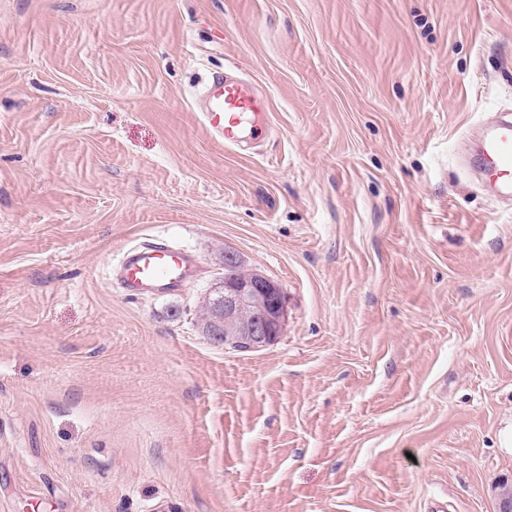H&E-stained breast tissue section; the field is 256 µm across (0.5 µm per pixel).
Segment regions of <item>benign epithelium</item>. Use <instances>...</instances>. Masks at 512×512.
<instances>
[{
  "label": "benign epithelium",
  "instance_id": "obj_1",
  "mask_svg": "<svg viewBox=\"0 0 512 512\" xmlns=\"http://www.w3.org/2000/svg\"><path fill=\"white\" fill-rule=\"evenodd\" d=\"M224 266L237 273L220 277L216 283L219 293L217 304L219 321L226 342L241 338L249 349H259L273 343L284 327V299L281 286L274 280L245 267L240 257L224 252ZM253 306L251 321L241 323L240 310Z\"/></svg>",
  "mask_w": 512,
  "mask_h": 512
}]
</instances>
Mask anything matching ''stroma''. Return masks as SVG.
<instances>
[{"instance_id": "35a3bbf8", "label": "stroma", "mask_w": 512, "mask_h": 512, "mask_svg": "<svg viewBox=\"0 0 512 512\" xmlns=\"http://www.w3.org/2000/svg\"><path fill=\"white\" fill-rule=\"evenodd\" d=\"M271 136L212 141V75ZM512 110V0H0V512H497L512 204L459 162ZM156 235L174 292L108 279ZM282 336L212 344L225 251Z\"/></svg>"}]
</instances>
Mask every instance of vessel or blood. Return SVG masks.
<instances>
[{"label": "vessel or blood", "instance_id": "vessel-or-blood-1", "mask_svg": "<svg viewBox=\"0 0 512 512\" xmlns=\"http://www.w3.org/2000/svg\"><path fill=\"white\" fill-rule=\"evenodd\" d=\"M205 90L202 123L216 140L233 146L244 138L256 140L267 134L268 126L262 119L265 102L248 86L218 74L207 82ZM462 163L479 175L491 196L511 200L512 116L504 115L483 126L473 152L464 155ZM190 266L189 255L156 241L122 248L114 275L131 295H146L183 286Z\"/></svg>", "mask_w": 512, "mask_h": 512}]
</instances>
